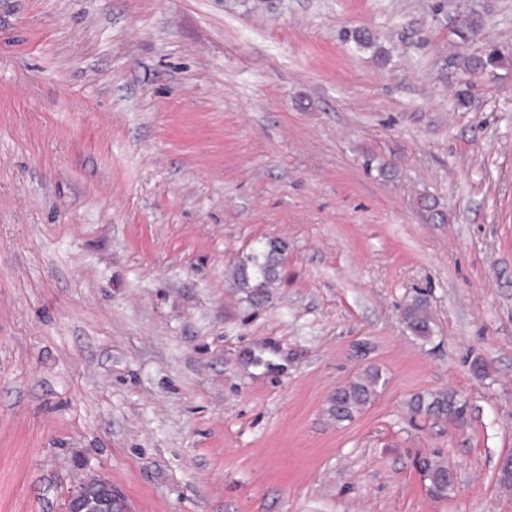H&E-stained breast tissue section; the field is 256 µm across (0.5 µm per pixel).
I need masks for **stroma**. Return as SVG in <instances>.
<instances>
[{"label": "stroma", "mask_w": 512, "mask_h": 512, "mask_svg": "<svg viewBox=\"0 0 512 512\" xmlns=\"http://www.w3.org/2000/svg\"><path fill=\"white\" fill-rule=\"evenodd\" d=\"M448 389L465 422L408 412ZM508 455L512 0H0V512L88 478L117 512H512ZM504 57L501 55L498 49L490 50L483 57H470L468 58L465 65V73L464 75L467 77L465 79L466 85H471L472 80L471 77L475 76L477 73H482L488 69H494L499 66ZM285 245L277 240L270 239L260 242L259 246L241 257L234 274V287L246 290L252 297L259 298L265 288L278 277L282 252ZM407 328L416 336L427 338L430 333V315L425 303L414 301L404 311ZM381 375L378 370L366 369L349 385L336 389L328 400V415L337 423L353 418L377 395ZM418 467L423 478L428 482L427 492L432 498H447L452 490L448 483V465L433 457H422L418 460Z\"/></svg>", "instance_id": "1"}]
</instances>
